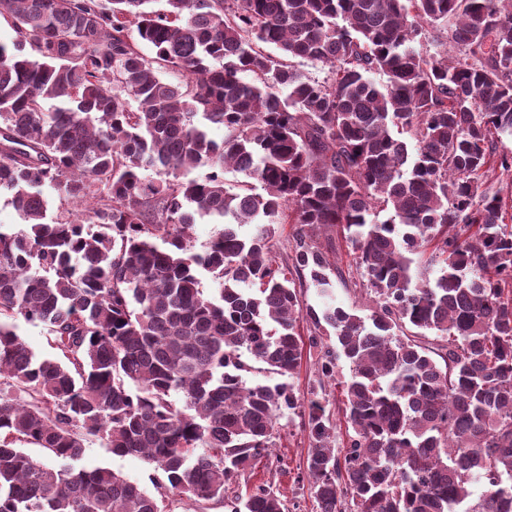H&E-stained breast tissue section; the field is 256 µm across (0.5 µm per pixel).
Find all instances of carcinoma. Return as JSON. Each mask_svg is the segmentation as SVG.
<instances>
[{"mask_svg": "<svg viewBox=\"0 0 512 512\" xmlns=\"http://www.w3.org/2000/svg\"><path fill=\"white\" fill-rule=\"evenodd\" d=\"M1 17L0 190L22 223L0 225V512H291L249 484L285 415L304 420L319 512H512V0H0ZM424 24L452 49L413 47ZM46 188L84 209L48 215ZM204 218L224 230L196 253ZM276 224L298 225L291 278ZM334 231L365 318L300 306L343 278L312 240ZM427 246L433 279L414 266ZM302 323L310 397L248 383L293 376ZM91 437L148 464L154 492L80 465ZM18 332L22 335L29 347L38 356H56L57 351L51 348L48 343V333L44 326L40 324H30L19 321Z\"/></svg>", "mask_w": 512, "mask_h": 512, "instance_id": "carcinoma-1", "label": "carcinoma"}]
</instances>
